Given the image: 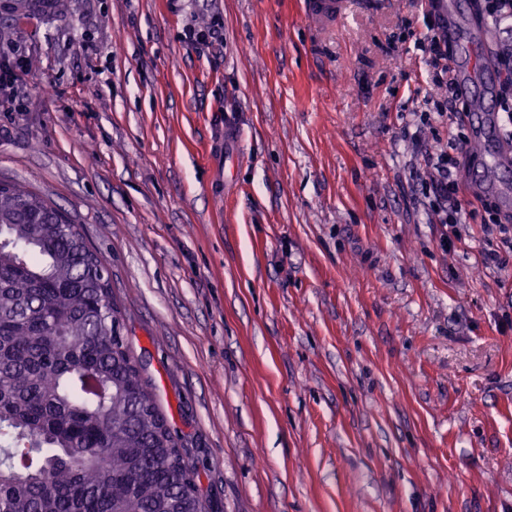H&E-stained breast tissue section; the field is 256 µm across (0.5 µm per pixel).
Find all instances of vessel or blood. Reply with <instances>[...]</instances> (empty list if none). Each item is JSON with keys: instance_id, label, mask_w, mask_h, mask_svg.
<instances>
[{"instance_id": "1", "label": "vessel or blood", "mask_w": 512, "mask_h": 512, "mask_svg": "<svg viewBox=\"0 0 512 512\" xmlns=\"http://www.w3.org/2000/svg\"><path fill=\"white\" fill-rule=\"evenodd\" d=\"M466 0H434L433 8L446 20L445 36L458 49L454 62L456 91L469 100L472 108L468 125L478 146L481 190L512 201V150L504 147L500 136L497 105L498 73L489 62L485 48L488 30L464 21ZM345 10V0H304V15L317 23H331Z\"/></svg>"}]
</instances>
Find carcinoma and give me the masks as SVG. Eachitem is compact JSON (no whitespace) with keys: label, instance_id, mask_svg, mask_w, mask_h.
<instances>
[{"label":"carcinoma","instance_id":"1","mask_svg":"<svg viewBox=\"0 0 512 512\" xmlns=\"http://www.w3.org/2000/svg\"><path fill=\"white\" fill-rule=\"evenodd\" d=\"M107 268L0 182V512H205L121 336Z\"/></svg>","mask_w":512,"mask_h":512}]
</instances>
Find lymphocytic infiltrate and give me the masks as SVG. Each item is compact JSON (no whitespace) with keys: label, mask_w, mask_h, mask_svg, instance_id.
Masks as SVG:
<instances>
[{"label":"lymphocytic infiltrate","mask_w":512,"mask_h":512,"mask_svg":"<svg viewBox=\"0 0 512 512\" xmlns=\"http://www.w3.org/2000/svg\"><path fill=\"white\" fill-rule=\"evenodd\" d=\"M426 27L429 31L422 44L425 63L429 68L431 83L445 90L442 98L424 97L418 118L421 125L435 122L448 127V143L434 151H422V164L412 174L416 199L434 216L443 228L442 244L452 247L462 240L468 225L482 224L486 236L495 237V249L485 252L483 265H501V251H512V213L503 211L490 195L476 194L474 200L461 198L464 174L469 160L465 146L469 141L465 117L466 102L455 92L450 63L453 48L441 33L443 20L435 10H428Z\"/></svg>","instance_id":"lymphocytic-infiltrate-1"}]
</instances>
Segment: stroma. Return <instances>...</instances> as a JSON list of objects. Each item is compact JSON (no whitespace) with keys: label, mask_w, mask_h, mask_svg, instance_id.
<instances>
[{"label":"stroma","mask_w":512,"mask_h":512,"mask_svg":"<svg viewBox=\"0 0 512 512\" xmlns=\"http://www.w3.org/2000/svg\"><path fill=\"white\" fill-rule=\"evenodd\" d=\"M428 0H50L0 181L78 224L211 512H512V254L402 135ZM304 16L317 23H332L345 10V0H304Z\"/></svg>","instance_id":"35a3bbf8"}]
</instances>
